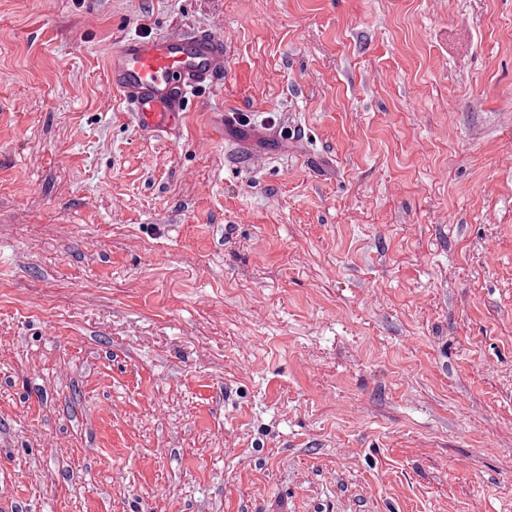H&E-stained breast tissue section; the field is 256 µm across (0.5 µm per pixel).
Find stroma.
Instances as JSON below:
<instances>
[{
	"label": "stroma",
	"mask_w": 512,
	"mask_h": 512,
	"mask_svg": "<svg viewBox=\"0 0 512 512\" xmlns=\"http://www.w3.org/2000/svg\"><path fill=\"white\" fill-rule=\"evenodd\" d=\"M510 99L512 0H0V512H512ZM223 72L224 50L215 34L135 37L111 55L106 90L120 92L142 126L156 129L175 121L189 94Z\"/></svg>",
	"instance_id": "35a3bbf8"
}]
</instances>
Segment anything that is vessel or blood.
Wrapping results in <instances>:
<instances>
[{
  "instance_id": "b4317fda",
  "label": "vessel or blood",
  "mask_w": 512,
  "mask_h": 512,
  "mask_svg": "<svg viewBox=\"0 0 512 512\" xmlns=\"http://www.w3.org/2000/svg\"><path fill=\"white\" fill-rule=\"evenodd\" d=\"M224 50L216 35L169 33L127 39L108 63L107 91L120 92L142 126L171 124L195 89L218 81Z\"/></svg>"
}]
</instances>
